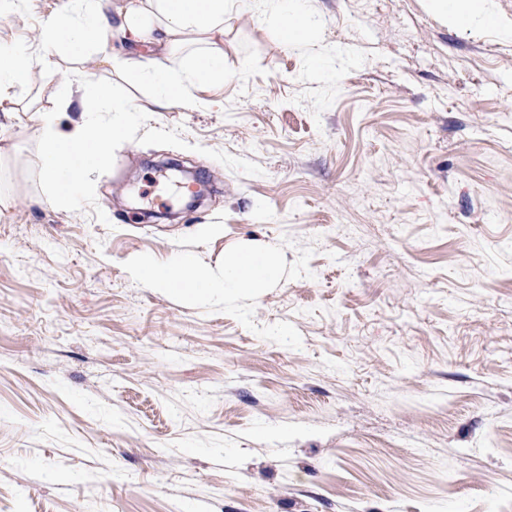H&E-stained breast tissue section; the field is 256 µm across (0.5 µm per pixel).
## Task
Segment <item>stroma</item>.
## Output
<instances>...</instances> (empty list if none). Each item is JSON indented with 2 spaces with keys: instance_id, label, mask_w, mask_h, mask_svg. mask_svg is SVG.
I'll use <instances>...</instances> for the list:
<instances>
[{
  "instance_id": "stroma-1",
  "label": "stroma",
  "mask_w": 512,
  "mask_h": 512,
  "mask_svg": "<svg viewBox=\"0 0 512 512\" xmlns=\"http://www.w3.org/2000/svg\"><path fill=\"white\" fill-rule=\"evenodd\" d=\"M252 2L196 105L90 53L0 113V512H512V0H308L297 41ZM74 68L133 118L68 210L29 115ZM246 249L281 277L232 301L128 269Z\"/></svg>"
}]
</instances>
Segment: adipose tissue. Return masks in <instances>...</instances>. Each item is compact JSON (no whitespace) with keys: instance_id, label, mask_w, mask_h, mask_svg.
<instances>
[{"instance_id":"obj_1","label":"adipose tissue","mask_w":512,"mask_h":512,"mask_svg":"<svg viewBox=\"0 0 512 512\" xmlns=\"http://www.w3.org/2000/svg\"><path fill=\"white\" fill-rule=\"evenodd\" d=\"M231 0H60L42 25L39 50L17 41H0V112L14 109L13 90L24 83L31 53L42 68L60 65L62 45L106 52L117 44L126 52L121 64L133 80L151 85L160 106L192 102L191 91L224 78V21ZM170 66L159 65V58ZM82 118L64 119L58 100L37 109L32 159L44 187L62 207L78 208L88 192L91 172L109 158V145L131 119L129 107L106 83L85 87ZM132 274L154 288H170L208 297L252 293L279 279L281 269L267 253L247 250L218 271L200 273L195 257L181 253L165 263L145 257L131 261Z\"/></svg>"}]
</instances>
